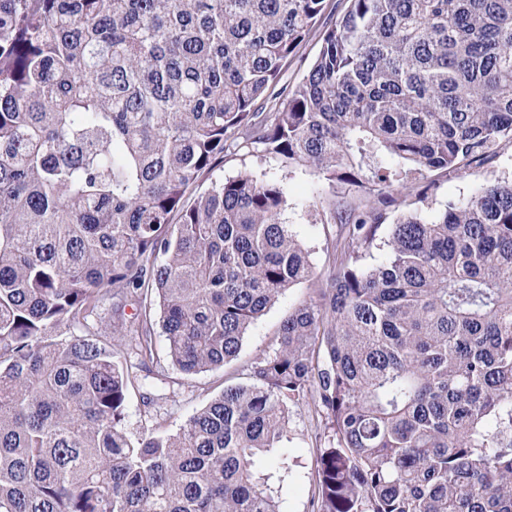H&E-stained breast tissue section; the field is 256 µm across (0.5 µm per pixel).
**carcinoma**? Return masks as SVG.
Masks as SVG:
<instances>
[{
  "instance_id": "obj_1",
  "label": "carcinoma",
  "mask_w": 512,
  "mask_h": 512,
  "mask_svg": "<svg viewBox=\"0 0 512 512\" xmlns=\"http://www.w3.org/2000/svg\"><path fill=\"white\" fill-rule=\"evenodd\" d=\"M324 2L0 0V512H281L306 398L330 434L316 512H512V180L419 213L433 176L512 144V0H347L330 24ZM243 147L327 187V275L277 183L193 195ZM302 282L248 383L128 438L126 303L141 365L156 302L190 375ZM106 291L112 321L60 338ZM320 46L321 43L318 38H313L301 44L297 49L292 63L285 71L281 83L275 90V92L283 91L280 96L281 100L288 95V90L298 84L306 75L319 53Z\"/></svg>"
}]
</instances>
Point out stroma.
I'll use <instances>...</instances> for the list:
<instances>
[{
    "instance_id": "stroma-1",
    "label": "stroma",
    "mask_w": 512,
    "mask_h": 512,
    "mask_svg": "<svg viewBox=\"0 0 512 512\" xmlns=\"http://www.w3.org/2000/svg\"><path fill=\"white\" fill-rule=\"evenodd\" d=\"M278 183L288 197V207L281 220L290 225L309 253L317 271L328 268L327 243L332 229L323 225L322 205L329 194L322 190L308 169L285 162L279 156L251 148H241L216 163L210 180L236 176L242 171ZM512 180V147L504 146L492 164L468 173L438 177L423 207L422 215L432 218L443 212L448 203L470 197L488 181ZM311 295L309 283L290 289L252 324L243 341L238 357L224 366L192 376L174 370L166 355V341L160 327H153L152 336L158 356L151 366L158 380L145 383L144 373L136 354L134 337H125L119 347V359L125 371L134 379L125 406L123 425L130 439L144 435L177 434L187 419L220 394L225 383H245L252 364L271 354L276 347L277 332L282 319ZM324 422L313 406L299 403L292 406L288 426L287 446L300 456L304 466L288 481L284 512H314L316 508V478L314 463L325 444Z\"/></svg>"
}]
</instances>
